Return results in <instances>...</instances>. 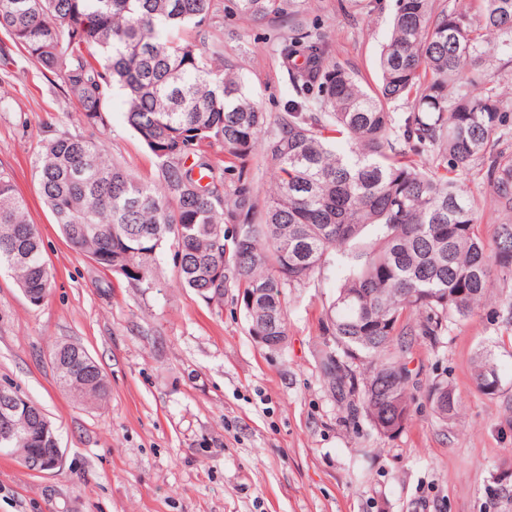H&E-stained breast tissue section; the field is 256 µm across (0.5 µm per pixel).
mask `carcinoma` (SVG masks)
<instances>
[{"instance_id":"cac0c4a2","label":"carcinoma","mask_w":512,"mask_h":512,"mask_svg":"<svg viewBox=\"0 0 512 512\" xmlns=\"http://www.w3.org/2000/svg\"><path fill=\"white\" fill-rule=\"evenodd\" d=\"M252 22L288 21L277 52L293 61L287 111H263L224 59L216 0H0V31L53 75L88 135L47 139L39 193L70 246L138 287L156 286L160 250L175 248L184 284L208 301L238 290L251 336L286 335L288 291L331 260L346 274L325 308L319 362L347 417L381 435L413 416L406 357L411 336L433 344L468 319L498 281L512 280V108L484 68L490 51L512 57V0H394L366 89L336 45L304 21L306 0H233ZM370 14L382 0H338ZM501 40L489 49L488 36ZM127 124L156 158L149 178L108 153L112 90ZM406 105L396 111L398 103ZM217 146L222 167L203 146ZM266 162L264 197L246 162ZM478 171L496 214L487 249L482 200L460 176ZM26 296L50 293L53 276L13 178L0 170V269ZM257 294L253 308L246 301ZM275 309L272 327L263 311ZM70 365L60 385L84 402L108 385L89 354L59 347ZM497 366L478 357L479 391L499 390ZM426 399L453 420L446 381ZM1 448L24 456L20 430Z\"/></svg>"}]
</instances>
